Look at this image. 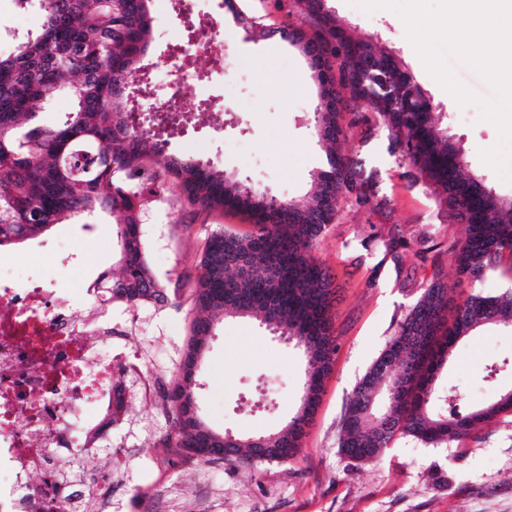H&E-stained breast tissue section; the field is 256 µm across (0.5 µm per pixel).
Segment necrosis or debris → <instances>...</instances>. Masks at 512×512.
<instances>
[{"label": "necrosis or debris", "instance_id": "1", "mask_svg": "<svg viewBox=\"0 0 512 512\" xmlns=\"http://www.w3.org/2000/svg\"><path fill=\"white\" fill-rule=\"evenodd\" d=\"M50 296L39 282L25 290L0 279V497L10 512H58L77 448L111 441L118 426L109 412L117 379L167 414V383L143 369L136 352H115L137 312L100 303L96 315L74 319V295ZM39 472L43 480L29 488Z\"/></svg>", "mask_w": 512, "mask_h": 512}]
</instances>
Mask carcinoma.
Returning <instances> with one entry per match:
<instances>
[{"instance_id": "1", "label": "carcinoma", "mask_w": 512, "mask_h": 512, "mask_svg": "<svg viewBox=\"0 0 512 512\" xmlns=\"http://www.w3.org/2000/svg\"><path fill=\"white\" fill-rule=\"evenodd\" d=\"M19 8H36L41 29L14 39L13 51L0 56V247L22 243L65 218L97 220L121 214L112 229L119 274L101 276L97 287L112 303L129 308L170 302V284L161 280L146 258L142 211L157 196L177 191L183 201L202 210H236L249 215L255 230L240 234L213 231L198 263L194 287L193 333L170 395L176 447L198 455L240 463L284 462L300 450L302 433L292 416L278 431L254 436L270 452L259 455L250 438L225 432L209 443L207 428L189 413L183 398L191 387L187 368L195 362L219 317H262L276 333L295 341L307 358V374L323 378L336 352L327 312L333 277L313 251L335 222L341 200L359 205L375 196L377 174L335 149L342 131L338 112H316L314 128L328 145L326 167L314 173L305 206L259 192L245 180L225 176L209 164L171 161L164 175L154 172L153 157L164 152L172 124L183 115L141 112L129 97L149 90L132 86L147 52L151 17L144 0H15ZM306 38L324 58L348 49L341 61L339 84L364 107L363 119L388 131L390 154L398 165L413 168L432 189L440 205L465 222L461 240L438 239L430 230L408 232L400 224L369 225L363 241H381L396 273L408 253L419 267L431 268L421 295L388 346L358 382L343 412L338 446L361 463L379 459L401 437L441 447L468 435L478 425L512 409V390L476 409L464 406V392L448 387L442 396L432 388L456 342L476 329L498 325L512 331V289L498 294L470 292L453 298L463 281H482L488 272L512 278V200L499 196L468 170L460 149L440 126L427 91L405 61L374 41L356 39L325 7V0H295ZM65 87L73 111L59 123L38 120L36 108L53 89ZM282 257L283 273H267V254L259 241ZM455 265L450 284L441 254ZM277 297L275 315L264 312L259 294Z\"/></svg>"}]
</instances>
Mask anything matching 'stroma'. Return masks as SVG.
I'll return each mask as SVG.
<instances>
[{"label": "stroma", "instance_id": "35a3bbf8", "mask_svg": "<svg viewBox=\"0 0 512 512\" xmlns=\"http://www.w3.org/2000/svg\"><path fill=\"white\" fill-rule=\"evenodd\" d=\"M245 14L236 20L224 0H150L152 41L143 59L152 77V101L164 95L168 49L181 44L188 20L208 17L220 33V56L193 59L192 74L211 78L224 70V91L210 110L171 137L168 156L209 164L248 179L256 188L304 205L311 178L325 162V149L313 128L319 88L305 54L266 29L296 22L290 0H236ZM327 8L350 34L374 38L395 51L427 90L448 133L473 173L495 192L512 197V181L485 165L480 150L499 141L495 126L478 106H459L427 73L406 38L401 18L390 10L366 12L349 0H326ZM387 130L361 123L345 129L339 153L378 175L374 203L341 204L316 256L335 276L329 316L336 355L323 381L320 405L306 429L298 455L285 462L238 464L206 462L173 472L172 448L158 446L165 428H153V412L140 398L127 402L128 418L114 441L111 467L80 454L84 491L109 498L124 512H512V411L441 448L398 439L373 463L350 460L338 448L344 408L359 379L394 334L398 322L420 296L417 281H402L378 247H362L371 224L427 225L439 235L460 239L463 224L441 208L429 187L412 169L398 166L388 151ZM115 214L90 225L62 222L46 234L0 248V276L37 279L46 288L63 289L70 274L51 265L49 254L78 247L76 261L90 278L116 273L112 227ZM146 257L161 279L177 281L169 317L160 322L142 309V331L128 343L145 354L149 369L174 377L190 337L195 315L193 284L210 233L218 227L250 230L247 215L192 211L176 197L148 206L142 216ZM500 364L494 382L483 379L486 366ZM307 361L294 342L271 333L252 317L225 319L209 337L197 371V403L206 423L218 431L251 436L279 430L297 411L307 380ZM273 385L270 410L244 408L257 381ZM459 385L466 402L478 408L512 389V332L495 325L459 340L438 373L435 390Z\"/></svg>", "mask_w": 512, "mask_h": 512}]
</instances>
